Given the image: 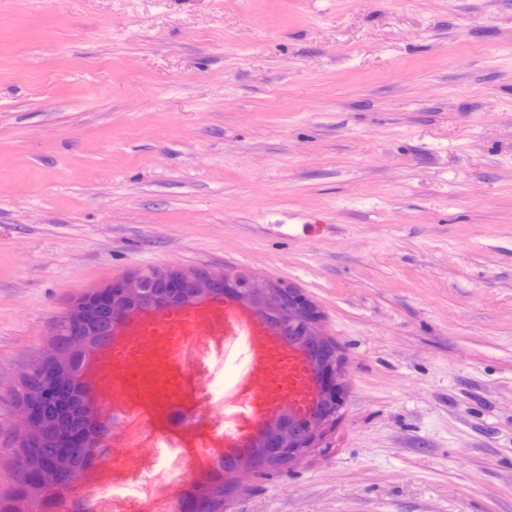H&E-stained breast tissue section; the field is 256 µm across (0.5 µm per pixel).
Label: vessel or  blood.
<instances>
[{
	"instance_id": "b4317fda",
	"label": "vessel or blood",
	"mask_w": 512,
	"mask_h": 512,
	"mask_svg": "<svg viewBox=\"0 0 512 512\" xmlns=\"http://www.w3.org/2000/svg\"><path fill=\"white\" fill-rule=\"evenodd\" d=\"M219 334L244 337L247 347L234 410L227 417L225 444L246 438L269 412L286 408L296 418L307 416L317 388L310 360L246 308L220 299L161 313L145 311L122 336L112 338L104 352L91 354L84 364L96 404L104 412L120 413L122 422V431L113 440V455L95 464L98 474H109L120 463L132 464L134 455L154 452L169 422L168 409L157 405L160 381L182 369L190 343ZM192 383L191 410L181 423L188 431L196 428L197 411L211 407L209 377L193 372Z\"/></svg>"
}]
</instances>
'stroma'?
<instances>
[{"instance_id":"obj_1","label":"stroma","mask_w":512,"mask_h":512,"mask_svg":"<svg viewBox=\"0 0 512 512\" xmlns=\"http://www.w3.org/2000/svg\"><path fill=\"white\" fill-rule=\"evenodd\" d=\"M292 289L342 400L224 512H512V0H0V405L149 269ZM231 393L244 342L192 344ZM148 456L77 492L155 512Z\"/></svg>"}]
</instances>
